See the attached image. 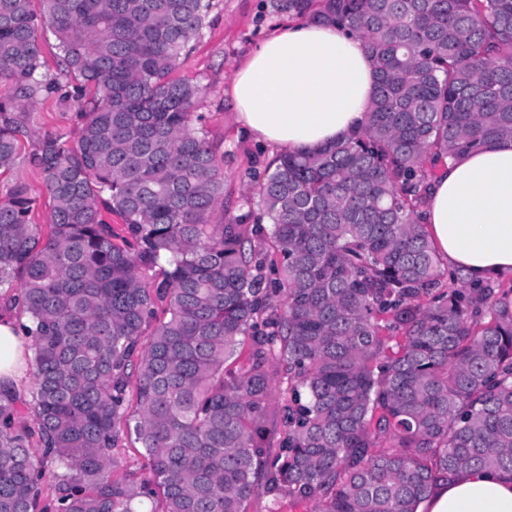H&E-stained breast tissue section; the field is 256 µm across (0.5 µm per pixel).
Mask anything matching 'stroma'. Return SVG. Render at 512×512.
<instances>
[{"mask_svg": "<svg viewBox=\"0 0 512 512\" xmlns=\"http://www.w3.org/2000/svg\"><path fill=\"white\" fill-rule=\"evenodd\" d=\"M270 14L267 0H214L209 24L181 65L179 73L204 88L199 109L209 117L211 139L225 153L224 215L238 212L241 194L276 158L272 148L247 137L241 130L229 88L245 54L272 28L282 25Z\"/></svg>", "mask_w": 512, "mask_h": 512, "instance_id": "obj_1", "label": "stroma"}]
</instances>
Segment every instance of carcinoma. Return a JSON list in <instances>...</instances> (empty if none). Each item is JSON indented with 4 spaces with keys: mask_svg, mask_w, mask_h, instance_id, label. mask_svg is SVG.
<instances>
[{
    "mask_svg": "<svg viewBox=\"0 0 512 512\" xmlns=\"http://www.w3.org/2000/svg\"><path fill=\"white\" fill-rule=\"evenodd\" d=\"M31 2L0 0V300L37 430L0 393V512H416L438 479L512 480V280L444 267L423 222L434 168L512 139V0H269L362 38L377 87L219 224L224 154L174 76L213 0ZM53 96L77 141L35 128Z\"/></svg>",
    "mask_w": 512,
    "mask_h": 512,
    "instance_id": "1",
    "label": "carcinoma"
}]
</instances>
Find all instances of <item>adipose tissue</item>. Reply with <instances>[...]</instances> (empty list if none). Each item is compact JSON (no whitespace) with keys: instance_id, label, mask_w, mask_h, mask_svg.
<instances>
[{"instance_id":"obj_1","label":"adipose tissue","mask_w":512,"mask_h":512,"mask_svg":"<svg viewBox=\"0 0 512 512\" xmlns=\"http://www.w3.org/2000/svg\"><path fill=\"white\" fill-rule=\"evenodd\" d=\"M376 71L362 39L331 25L291 22L268 33L233 76L246 135L311 152L366 123ZM427 231L448 265L474 280L512 274V140L448 163L429 190ZM16 317L0 318V389L22 386L26 345ZM417 512H512V482L486 471L435 483Z\"/></svg>"}]
</instances>
